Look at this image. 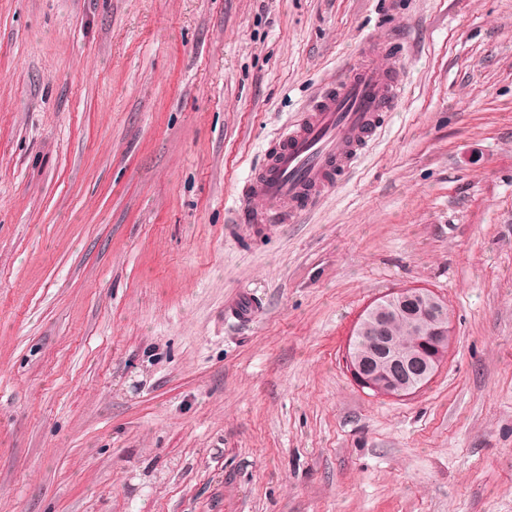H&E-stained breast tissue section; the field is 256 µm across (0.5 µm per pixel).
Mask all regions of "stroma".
I'll return each mask as SVG.
<instances>
[{
	"mask_svg": "<svg viewBox=\"0 0 512 512\" xmlns=\"http://www.w3.org/2000/svg\"><path fill=\"white\" fill-rule=\"evenodd\" d=\"M367 37L408 52L379 140L248 238ZM408 287L453 345L373 397L345 351ZM0 512H512V0H0Z\"/></svg>",
	"mask_w": 512,
	"mask_h": 512,
	"instance_id": "stroma-1",
	"label": "stroma"
}]
</instances>
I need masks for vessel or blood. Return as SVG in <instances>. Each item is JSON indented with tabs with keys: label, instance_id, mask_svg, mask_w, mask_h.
<instances>
[{
	"label": "vessel or blood",
	"instance_id": "vessel-or-blood-1",
	"mask_svg": "<svg viewBox=\"0 0 512 512\" xmlns=\"http://www.w3.org/2000/svg\"><path fill=\"white\" fill-rule=\"evenodd\" d=\"M391 60L377 64L378 56ZM395 42L366 41L342 77L322 90L267 149L238 194V215L250 232L293 223L313 209L365 155L404 94Z\"/></svg>",
	"mask_w": 512,
	"mask_h": 512
}]
</instances>
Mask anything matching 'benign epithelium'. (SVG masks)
<instances>
[{
	"instance_id": "1",
	"label": "benign epithelium",
	"mask_w": 512,
	"mask_h": 512,
	"mask_svg": "<svg viewBox=\"0 0 512 512\" xmlns=\"http://www.w3.org/2000/svg\"><path fill=\"white\" fill-rule=\"evenodd\" d=\"M421 296L418 288L398 289L392 292L391 298L374 304L363 316L361 324H373L370 334L382 370L373 371V364L360 355L346 356L347 371L357 386L384 397L408 396L419 390L417 381L430 376L444 362L452 345L451 330L447 326L433 331L430 325H423L425 335L419 337L417 348L405 356L393 350L383 336L388 306L400 307Z\"/></svg>"
}]
</instances>
